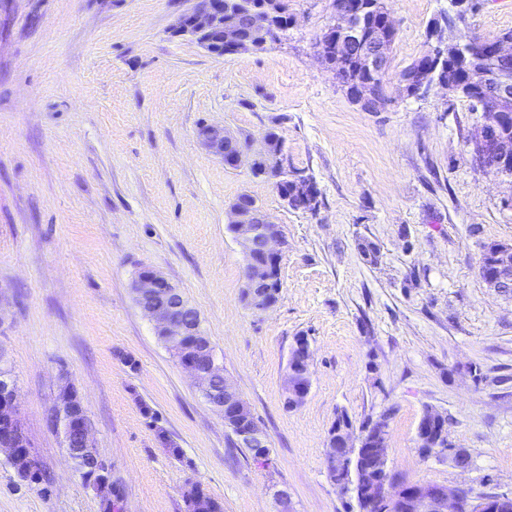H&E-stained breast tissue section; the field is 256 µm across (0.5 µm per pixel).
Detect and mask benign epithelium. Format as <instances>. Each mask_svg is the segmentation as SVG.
Returning a JSON list of instances; mask_svg holds the SVG:
<instances>
[{"label": "benign epithelium", "instance_id": "7a95c632", "mask_svg": "<svg viewBox=\"0 0 512 512\" xmlns=\"http://www.w3.org/2000/svg\"><path fill=\"white\" fill-rule=\"evenodd\" d=\"M468 0H451L454 14L448 15V29L456 31L445 38L441 26L435 24L428 33L434 41L430 45L433 54L439 57L458 53L463 42L486 45L491 57L507 66L512 61V35L503 34L494 38L465 32L458 29L457 21L463 14L462 6ZM334 23L327 28L319 45V56L326 59L355 61L367 75V80L355 85H346L350 97L369 112L384 109L391 99L385 90V77L389 71V49L396 37V29L386 10L377 8L369 15L365 8L353 0H333ZM218 31L221 43H233L237 34L224 28V0H196L195 6L183 14L175 33L198 44L205 51L219 52L210 35ZM490 74L476 67L465 68L464 78L455 75L436 74V66L420 61L410 64L399 76L401 91L407 96L438 85L453 94L473 96L485 117L471 140L475 162L483 169L512 174V139L503 133V122L512 116V77L502 74L495 83H489ZM198 136L203 145L224 164L236 167L249 160L251 167L265 162V155L258 152L248 155L241 141L224 129L214 126L200 128ZM271 222L266 212L255 206L244 209L238 204L231 207L230 226L246 260V292L248 303L255 309L264 310L272 304L268 291L255 289L254 285L265 279L272 270L280 268L281 252L276 246L283 243L279 226L269 229ZM487 280L499 290H512V264L493 265ZM134 300L143 313L153 322L156 334L167 347L177 353L180 364L189 373L205 401L220 411L224 425L235 436L242 448L266 454L269 438L237 389L224 381V393L218 395L212 388L215 377L223 373L213 356L212 347L201 329L200 314L196 307L183 296L163 273L147 269L139 273L132 287ZM297 356L291 358L287 386L294 405L303 401L308 392L309 381H294L295 367L307 369L309 343L301 338L296 341ZM17 388L11 374L0 368V448L3 462L23 477L31 476L39 466L33 448H12L23 434V425L18 415ZM50 425L60 431L63 445L84 484L100 496L113 490L112 469L101 458L91 437V423L85 406L75 388L68 384L61 389L58 402L48 415ZM375 432L379 447L364 448L358 442L345 444L352 449L349 455L328 441L327 462L329 469L346 465L353 471L350 483L352 492L368 502H381L389 512H512V491L486 493L477 492L465 484L442 485L434 483L410 484L405 482L387 464V427L379 423ZM422 430H417L419 452L424 456L439 455L456 469L470 467V457L461 448L452 445L446 448H425Z\"/></svg>", "mask_w": 512, "mask_h": 512}]
</instances>
